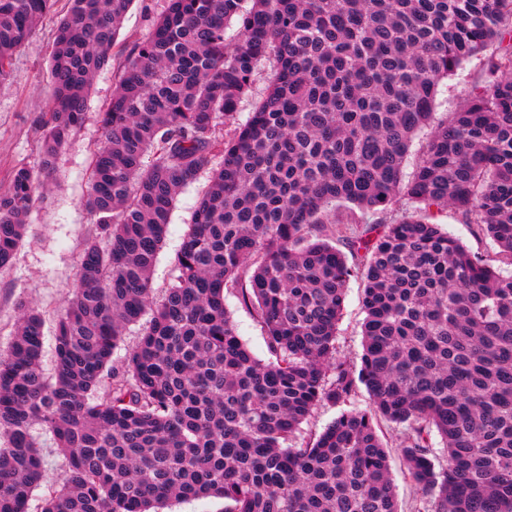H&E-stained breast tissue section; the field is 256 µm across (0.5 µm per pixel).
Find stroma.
Here are the masks:
<instances>
[{"mask_svg":"<svg viewBox=\"0 0 512 512\" xmlns=\"http://www.w3.org/2000/svg\"><path fill=\"white\" fill-rule=\"evenodd\" d=\"M165 6L166 0H134L119 31V42L146 34ZM58 19L55 11L44 18L34 35L16 53L9 80L0 84V189L7 187L16 166L23 164L34 168L38 165L33 125L47 105L51 87L48 61ZM482 67V60H471L455 75L442 81L435 103L436 121L445 120L463 105ZM113 87L112 68H104L96 74L84 125L59 153L53 177L41 188L31 209L24 240L11 263L0 268V350L10 346L22 307L34 309L44 318L46 339L42 360L48 372L54 368L56 322L65 310L67 291L76 282L82 245L95 233L94 219L84 201L90 190L92 152L101 142L98 114L106 108ZM208 182V172H201L194 183L180 191L174 202L152 274L155 298H162L175 281V256ZM437 222L471 253L487 260L495 259L496 249L490 238L478 233L476 225L464 223L453 209L440 213ZM224 306L253 355L268 360L270 353L264 331L252 311L241 304L237 289L225 290ZM365 317L363 282L355 277L348 285L336 341L339 355L355 364L359 363L363 352ZM378 432L390 452L392 479L401 512H428L426 495L404 472L399 452L400 429L382 420L378 423Z\"/></svg>","mask_w":512,"mask_h":512,"instance_id":"obj_1","label":"stroma"}]
</instances>
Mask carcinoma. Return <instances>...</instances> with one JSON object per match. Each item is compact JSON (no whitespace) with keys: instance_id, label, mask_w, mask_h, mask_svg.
I'll return each mask as SVG.
<instances>
[{"instance_id":"1","label":"carcinoma","mask_w":512,"mask_h":512,"mask_svg":"<svg viewBox=\"0 0 512 512\" xmlns=\"http://www.w3.org/2000/svg\"><path fill=\"white\" fill-rule=\"evenodd\" d=\"M56 2L0 0V83ZM69 2L37 122L40 174L21 165L0 193V268L84 122L92 78L119 58L85 200L98 236L56 325L53 375L34 309L0 354V512H29L44 436L65 469L40 512H162L207 497L225 512H400L377 416L402 429L429 512H512V274L429 222L452 207L512 265V0H168L119 49L132 0ZM483 53L487 77L434 123L440 82ZM267 62L266 90L242 121L238 105ZM430 125L407 177L413 139ZM214 157L178 275L156 302L174 201ZM398 195L414 211L350 241L360 267L318 235L336 223L333 206L384 211ZM244 273L240 301L264 330L267 363L224 308ZM358 275L356 366L338 356L336 329ZM362 387L370 406L346 408ZM320 404L342 410L289 445Z\"/></svg>"}]
</instances>
